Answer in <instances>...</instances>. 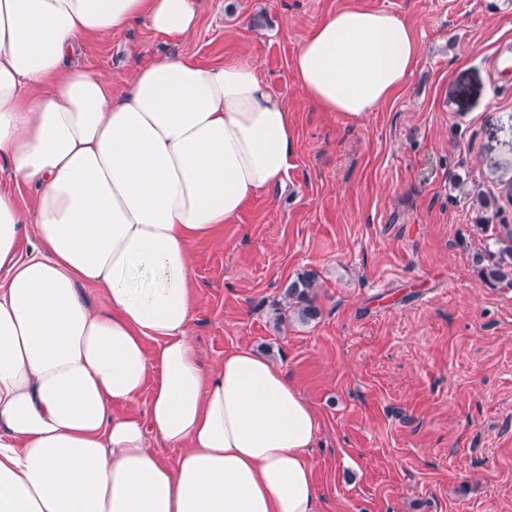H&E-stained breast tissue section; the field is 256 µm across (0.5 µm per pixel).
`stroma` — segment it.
Masks as SVG:
<instances>
[{"label":"stroma","instance_id":"35a3bbf8","mask_svg":"<svg viewBox=\"0 0 512 512\" xmlns=\"http://www.w3.org/2000/svg\"><path fill=\"white\" fill-rule=\"evenodd\" d=\"M389 11L417 64L352 120L311 103L293 57L336 11ZM247 58L292 113L280 188L192 247L190 336L205 366L250 348L316 412L318 512H512V289L481 283L480 225L512 226V0H200L167 45L140 21L81 46L123 89L163 54ZM314 273L319 317L272 305Z\"/></svg>","mask_w":512,"mask_h":512}]
</instances>
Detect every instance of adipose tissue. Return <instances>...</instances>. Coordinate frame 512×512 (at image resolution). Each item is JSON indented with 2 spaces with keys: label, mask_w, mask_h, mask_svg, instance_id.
Instances as JSON below:
<instances>
[{
  "label": "adipose tissue",
  "mask_w": 512,
  "mask_h": 512,
  "mask_svg": "<svg viewBox=\"0 0 512 512\" xmlns=\"http://www.w3.org/2000/svg\"><path fill=\"white\" fill-rule=\"evenodd\" d=\"M198 18L199 0H0V160L37 190L30 215L0 191V512H317L319 421L296 385L248 348L205 368L189 336L191 245L282 185L286 103L250 62L164 55L116 92L76 58L135 21L180 43ZM418 57L402 18L347 8L294 72L359 119ZM145 392L144 413H114Z\"/></svg>",
  "instance_id": "obj_1"
}]
</instances>
